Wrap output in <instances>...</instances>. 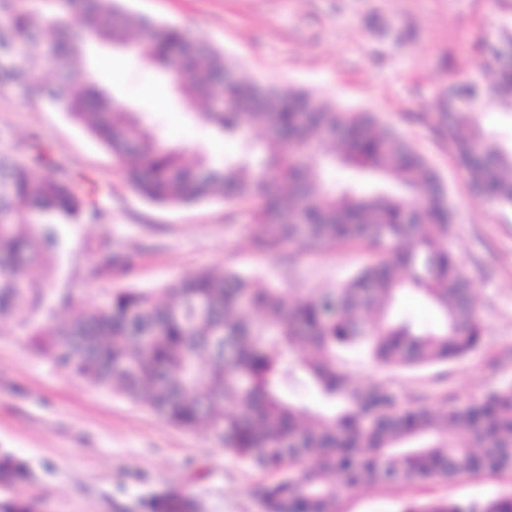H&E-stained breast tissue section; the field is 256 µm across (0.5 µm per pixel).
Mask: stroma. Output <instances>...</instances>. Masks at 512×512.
<instances>
[{
  "instance_id": "1",
  "label": "stroma",
  "mask_w": 512,
  "mask_h": 512,
  "mask_svg": "<svg viewBox=\"0 0 512 512\" xmlns=\"http://www.w3.org/2000/svg\"><path fill=\"white\" fill-rule=\"evenodd\" d=\"M131 10L187 28L234 57L237 76L312 90L338 106L363 107L402 128L435 166L456 210L448 240L472 282L485 326L482 347L466 359L419 371L352 368L354 381H388L403 401L481 398L512 380V208L476 198L448 148L410 112H434L458 78L489 87L493 75L479 51L512 35V0H123ZM119 75L104 83L128 107L145 113L171 143L237 157L242 144L216 137L170 100L166 78L122 50L100 51ZM167 97L152 106L146 90ZM39 134L106 208V224H68L54 286L70 294L61 318L104 304L117 287L155 289L205 269L260 272L302 293L343 280L367 259L361 247L309 254L296 248L262 257L250 245L251 208L204 202L167 209L144 201L112 155L64 113L19 94L0 93V151H16ZM136 254L130 277L100 273L102 237ZM0 449L23 459L29 480L0 486V499L31 500L37 512H142L152 495L187 489L200 512H261L253 493L263 474L226 455L206 429L182 430L148 408L70 375L37 353L19 319L0 321ZM512 490V473L473 475L451 483L363 485L341 512H399L411 497L483 500Z\"/></svg>"
}]
</instances>
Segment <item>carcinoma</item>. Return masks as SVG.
Here are the masks:
<instances>
[{"label":"carcinoma","mask_w":512,"mask_h":512,"mask_svg":"<svg viewBox=\"0 0 512 512\" xmlns=\"http://www.w3.org/2000/svg\"><path fill=\"white\" fill-rule=\"evenodd\" d=\"M43 16L28 0H0V89L35 94L65 113L122 165L131 189L163 207L209 200L253 205L254 249L265 257L295 245L318 252L359 245L373 259L331 288L288 299L259 273L202 270L163 288H116L109 300L58 323L49 303L60 224H103L106 212L38 136L22 156L0 153V320L20 317L30 340L71 373L139 403L181 429L205 427L224 453L275 475L257 485L263 512H337L364 483L450 481L512 472V380L483 398L434 408L404 403L382 381L352 382L350 357L415 369L478 349L485 328L470 280L448 244L454 212L437 170L396 128L373 112L339 109L310 90L246 82L230 56L121 0H53ZM92 43L132 51L163 73L179 104L209 107L199 121L241 140L235 159L172 145L101 83L79 59ZM509 55L496 67L495 102L512 112ZM57 78L31 81L35 59ZM483 102L439 105L414 119L448 143L472 191L512 207V144L477 122ZM260 125L257 147L249 130ZM349 170L339 184L332 171ZM415 209L414 221L406 210ZM95 253L100 272L132 273L135 256L108 238ZM405 291L437 310L427 326L392 314ZM266 315L255 319V313ZM305 382L330 413L288 399ZM454 429L447 437L444 429ZM30 478L24 461L0 450V483ZM146 512H197L187 491L158 494ZM0 512H36L1 500ZM400 512H512V491L484 501H408Z\"/></svg>","instance_id":"obj_1"}]
</instances>
